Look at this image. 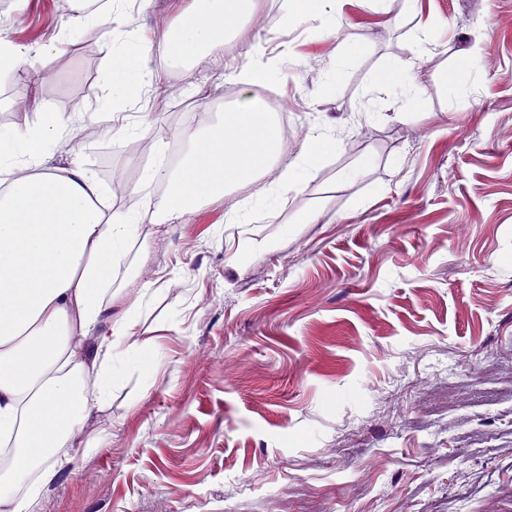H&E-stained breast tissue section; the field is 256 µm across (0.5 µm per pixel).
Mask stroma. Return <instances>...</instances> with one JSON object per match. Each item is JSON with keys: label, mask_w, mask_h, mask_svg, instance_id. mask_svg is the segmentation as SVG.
Here are the masks:
<instances>
[{"label": "stroma", "mask_w": 512, "mask_h": 512, "mask_svg": "<svg viewBox=\"0 0 512 512\" xmlns=\"http://www.w3.org/2000/svg\"><path fill=\"white\" fill-rule=\"evenodd\" d=\"M189 2L112 12L147 74L183 82L168 112L148 95L146 110L119 108L134 134L86 141L77 113L112 105L93 20L92 45L0 77V125L22 87L30 121L73 117L53 162L79 154L106 187L123 167L114 203L147 219L165 190L142 170L187 131L170 112L217 124L258 47L266 75L251 91L287 107L285 157L323 126L341 141L302 191L279 189V166L234 190L252 199L249 223H226L214 198L130 242L112 309L142 298L138 325L38 512H512V0H343L335 35L318 18L287 22L289 0H249L228 37L236 54L195 65L171 61L164 41ZM46 4L0 0V29L36 52L70 22L44 29ZM15 13L29 31L14 30ZM422 29L414 112L370 75L407 62ZM347 38L367 53L338 60ZM59 83L68 100L53 96ZM138 141L145 155L128 151ZM355 164L364 176L335 187Z\"/></svg>", "instance_id": "1"}]
</instances>
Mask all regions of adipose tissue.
Instances as JSON below:
<instances>
[{
    "instance_id": "obj_1",
    "label": "adipose tissue",
    "mask_w": 512,
    "mask_h": 512,
    "mask_svg": "<svg viewBox=\"0 0 512 512\" xmlns=\"http://www.w3.org/2000/svg\"><path fill=\"white\" fill-rule=\"evenodd\" d=\"M240 7L241 0H194L165 35L171 57L198 63L223 47ZM87 20L75 14L65 37L30 57L0 35V72L21 64L38 72L43 56L79 40ZM104 38L118 103L161 90V83L143 84L141 54L115 47L112 30ZM420 78L418 63L389 64L372 73L371 83L416 107ZM67 128L55 113L38 124L22 115L0 126V447L14 451L0 482V512H34L41 484L55 475L42 460L54 449L74 447L84 415L112 385L113 351L138 323L139 303L116 316L108 295L140 217L113 209L96 172L79 159L50 164L49 147ZM191 140L192 152L176 171L143 174L144 182L168 184L155 223H172L204 200L258 181L282 156L269 109L247 94ZM337 145L331 132L309 137L301 157L284 169L289 189L300 190L306 172Z\"/></svg>"
}]
</instances>
